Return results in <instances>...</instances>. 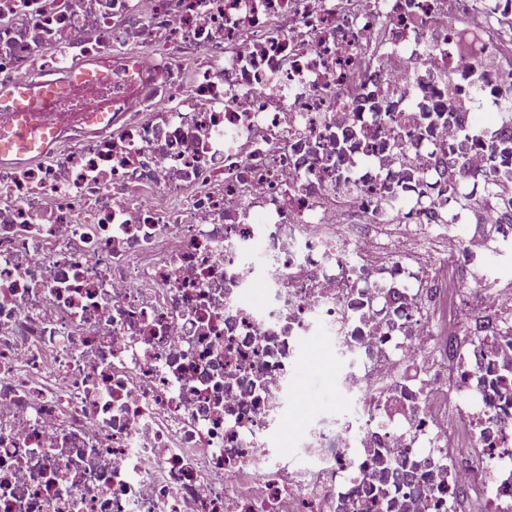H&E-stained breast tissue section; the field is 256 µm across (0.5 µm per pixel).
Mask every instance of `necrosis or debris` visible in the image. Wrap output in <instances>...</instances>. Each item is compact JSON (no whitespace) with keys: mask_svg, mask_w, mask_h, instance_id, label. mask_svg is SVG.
Segmentation results:
<instances>
[{"mask_svg":"<svg viewBox=\"0 0 512 512\" xmlns=\"http://www.w3.org/2000/svg\"><path fill=\"white\" fill-rule=\"evenodd\" d=\"M47 76L0 512H512V0H0ZM295 380L310 398H318L333 383L328 375L316 373L304 365L296 370Z\"/></svg>","mask_w":512,"mask_h":512,"instance_id":"necrosis-or-debris-1","label":"necrosis or debris"}]
</instances>
